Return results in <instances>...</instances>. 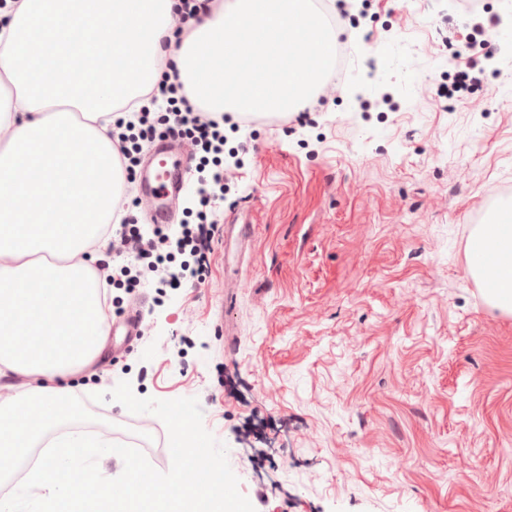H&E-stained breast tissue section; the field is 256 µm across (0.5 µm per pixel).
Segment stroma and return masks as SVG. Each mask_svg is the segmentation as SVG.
Returning a JSON list of instances; mask_svg holds the SVG:
<instances>
[{
  "label": "stroma",
  "instance_id": "obj_1",
  "mask_svg": "<svg viewBox=\"0 0 512 512\" xmlns=\"http://www.w3.org/2000/svg\"><path fill=\"white\" fill-rule=\"evenodd\" d=\"M484 5L347 0L341 88L302 119L227 130L205 280L73 379L88 399L63 431L139 440L159 486L189 479L218 512L259 483L269 512H512V316L466 259L512 204V105L494 94L512 87V12ZM492 19L485 79L448 98L453 48Z\"/></svg>",
  "mask_w": 512,
  "mask_h": 512
}]
</instances>
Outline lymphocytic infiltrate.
Wrapping results in <instances>:
<instances>
[{"instance_id":"lymphocytic-infiltrate-1","label":"lymphocytic infiltrate","mask_w":512,"mask_h":512,"mask_svg":"<svg viewBox=\"0 0 512 512\" xmlns=\"http://www.w3.org/2000/svg\"><path fill=\"white\" fill-rule=\"evenodd\" d=\"M484 25H476L464 48L456 50L453 92H467L480 85L483 71L473 50ZM252 116L209 112L192 103L182 84L162 80L147 94L146 102L133 122L116 119L110 137L112 147L125 171L127 182H135L140 158L156 137L171 133L184 138L192 148L199 187L194 221H183L178 235L168 225L143 232L136 215L137 198H129L119 223L109 224L112 258L95 264L99 283L107 288L136 293L142 281L153 280L161 288L181 287L184 280L204 279L213 256L219 221L215 208L224 197V127L248 126Z\"/></svg>"}]
</instances>
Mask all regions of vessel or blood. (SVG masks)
<instances>
[{
    "mask_svg": "<svg viewBox=\"0 0 512 512\" xmlns=\"http://www.w3.org/2000/svg\"><path fill=\"white\" fill-rule=\"evenodd\" d=\"M191 166V154L180 141L164 139L150 148L138 177L144 223L174 222L176 203L189 185Z\"/></svg>",
    "mask_w": 512,
    "mask_h": 512,
    "instance_id": "1",
    "label": "vessel or blood"
}]
</instances>
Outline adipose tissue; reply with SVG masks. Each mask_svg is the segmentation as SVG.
I'll return each mask as SVG.
<instances>
[{
  "instance_id": "adipose-tissue-1",
  "label": "adipose tissue",
  "mask_w": 512,
  "mask_h": 512,
  "mask_svg": "<svg viewBox=\"0 0 512 512\" xmlns=\"http://www.w3.org/2000/svg\"><path fill=\"white\" fill-rule=\"evenodd\" d=\"M176 0H22L0 7V463L47 442L52 452L27 475L39 512H121L143 501L149 476L134 473L124 500L111 487L74 491L69 474L89 471L73 448L110 439L56 434L76 419L70 381L98 361L112 308L95 284L90 241L107 248L103 225L122 206V171L112 154L110 116L141 98L174 67L188 98L212 112L298 110L322 84L335 53L310 0H220L174 32ZM113 42L121 67L98 70L94 47L80 64L37 73L35 55L64 50L71 29ZM470 249L495 261L476 271L485 299L512 314V215L479 225ZM30 380L18 389L17 380Z\"/></svg>"
}]
</instances>
